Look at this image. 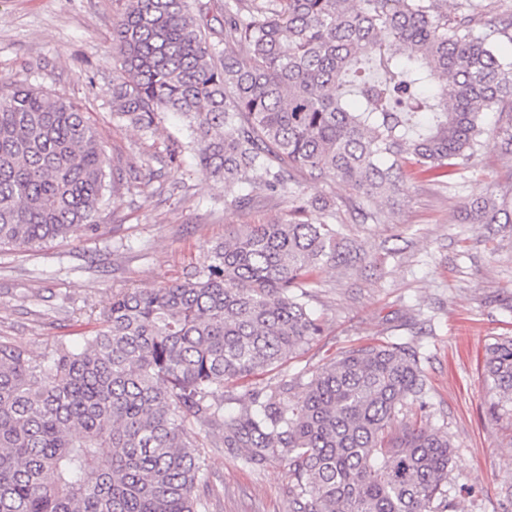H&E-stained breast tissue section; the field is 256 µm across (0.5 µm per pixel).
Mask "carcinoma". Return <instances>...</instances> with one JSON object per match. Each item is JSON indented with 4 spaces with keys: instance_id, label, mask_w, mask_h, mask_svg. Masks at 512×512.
<instances>
[{
    "instance_id": "obj_1",
    "label": "carcinoma",
    "mask_w": 512,
    "mask_h": 512,
    "mask_svg": "<svg viewBox=\"0 0 512 512\" xmlns=\"http://www.w3.org/2000/svg\"><path fill=\"white\" fill-rule=\"evenodd\" d=\"M127 0L113 28L112 107L142 131L177 112L224 205L287 189L295 171L372 202L408 164L468 168L506 116L512 152V18L483 0ZM243 44L239 58L231 46ZM110 160L77 104L0 83V248L32 250L97 228ZM325 220L246 224L182 281L112 295L101 328L36 361L0 343V512H206L202 428L253 469L283 452L294 512H457L448 433L407 419L425 380L404 343L350 349L307 383L251 391L225 413L224 386L259 376L322 334L304 286L346 258L335 203ZM471 224H512V198L463 203ZM493 409L512 405V338L486 348Z\"/></svg>"
}]
</instances>
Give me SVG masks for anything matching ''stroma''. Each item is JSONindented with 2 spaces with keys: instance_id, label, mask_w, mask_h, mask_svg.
Returning <instances> with one entry per match:
<instances>
[{
  "instance_id": "1",
  "label": "stroma",
  "mask_w": 512,
  "mask_h": 512,
  "mask_svg": "<svg viewBox=\"0 0 512 512\" xmlns=\"http://www.w3.org/2000/svg\"><path fill=\"white\" fill-rule=\"evenodd\" d=\"M126 0H0V81L27 80L79 104L101 132L114 173L134 183L96 217L97 231L33 251L0 250V342L41 360L58 340L80 344L101 324L115 293L183 278L223 242L232 224L288 220L298 199L332 198L336 222L359 251L316 272L309 305L323 333L304 353L254 379L295 402L340 353L390 341L417 349L426 379L421 414L455 446L448 489L458 512H512V417L493 418L485 349L512 336V224H470L462 202L512 193V154L488 146L453 178L410 173L363 220L341 182L295 175L286 194L244 208L224 205L222 183L201 176L183 118L159 113L153 131L119 119L112 78L120 68L112 30ZM207 512H292L285 455L261 470L208 431L201 450Z\"/></svg>"
}]
</instances>
